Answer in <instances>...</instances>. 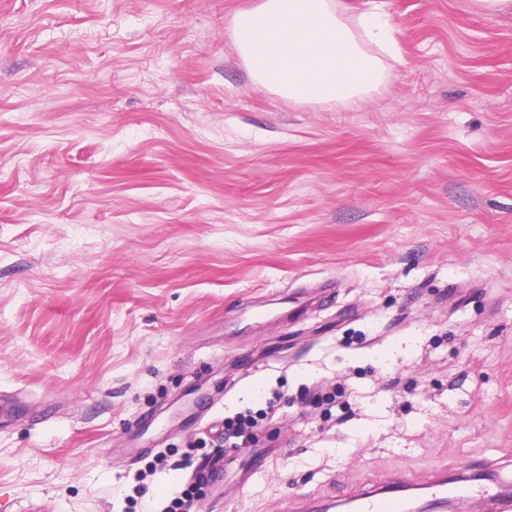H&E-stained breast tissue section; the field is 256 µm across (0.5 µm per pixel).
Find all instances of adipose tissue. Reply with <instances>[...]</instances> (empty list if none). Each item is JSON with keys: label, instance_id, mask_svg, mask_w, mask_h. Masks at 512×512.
Wrapping results in <instances>:
<instances>
[{"label": "adipose tissue", "instance_id": "obj_1", "mask_svg": "<svg viewBox=\"0 0 512 512\" xmlns=\"http://www.w3.org/2000/svg\"><path fill=\"white\" fill-rule=\"evenodd\" d=\"M347 0H261L236 18L234 41L256 80L294 101H356L379 85L392 51L381 0L348 24Z\"/></svg>", "mask_w": 512, "mask_h": 512}]
</instances>
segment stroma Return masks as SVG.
I'll return each instance as SVG.
<instances>
[{"mask_svg": "<svg viewBox=\"0 0 512 512\" xmlns=\"http://www.w3.org/2000/svg\"><path fill=\"white\" fill-rule=\"evenodd\" d=\"M259 2L0 0V512L512 478V10L386 0L345 106L254 79ZM256 423L253 419L245 416H237L236 419L224 421V432H219L215 438L218 446L222 447L223 443L230 440L231 438L239 440L238 442L232 443V447L236 448H247L251 442L250 432L255 427Z\"/></svg>", "mask_w": 512, "mask_h": 512, "instance_id": "obj_1", "label": "stroma"}]
</instances>
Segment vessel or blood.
<instances>
[{
  "label": "vessel or blood",
  "instance_id": "vessel-or-blood-1",
  "mask_svg": "<svg viewBox=\"0 0 512 512\" xmlns=\"http://www.w3.org/2000/svg\"><path fill=\"white\" fill-rule=\"evenodd\" d=\"M455 500L471 512H512V494L489 488H474L465 474L455 480L440 478L424 486H405L393 489L380 486L352 497L336 498L334 512H413L416 505L431 500L447 503Z\"/></svg>",
  "mask_w": 512,
  "mask_h": 512
}]
</instances>
